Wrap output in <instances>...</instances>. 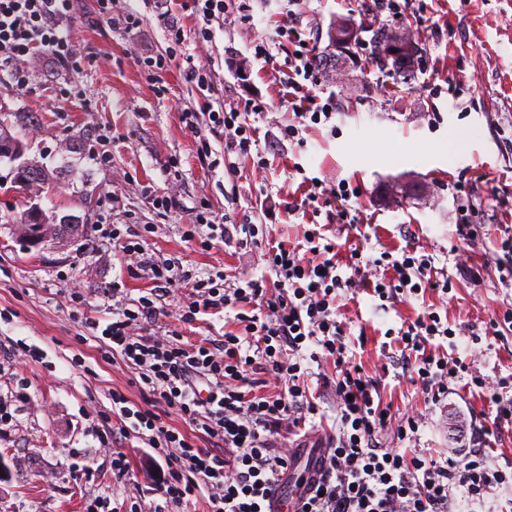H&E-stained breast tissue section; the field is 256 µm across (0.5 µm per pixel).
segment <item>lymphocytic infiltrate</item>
I'll return each instance as SVG.
<instances>
[{"label":"lymphocytic infiltrate","instance_id":"f902f5d3","mask_svg":"<svg viewBox=\"0 0 512 512\" xmlns=\"http://www.w3.org/2000/svg\"><path fill=\"white\" fill-rule=\"evenodd\" d=\"M74 0H0V66L40 56L68 65L71 39L65 26ZM313 64L301 55L297 65L279 78L295 120L282 134L295 140L302 124H327L336 117L332 99L313 94ZM264 103L247 109L209 110L212 129L224 137L225 154L250 155L258 143L255 116ZM243 235L245 241L267 236L271 278L228 279L223 271L194 278L177 271L172 260H156L141 239L113 235L125 256L153 284V296L117 304L102 331L108 351L138 375L141 403L123 393L111 394L112 413L120 421V437L137 439L156 451L166 470L159 491L164 507L179 508L206 497L207 512H264L267 497L293 466L291 457L276 454L281 432L300 435L320 409L306 380L303 358L332 360L337 374L324 378L336 395V433L328 442L326 468L311 489L302 512H457L459 501L485 506L497 491L512 493V462L498 465L489 448L470 437L459 448L434 455L417 448L420 420L392 424L391 403L372 377L349 357L346 329L338 321V297L352 289L361 274L362 254L341 257L336 244L319 230H305L301 244L269 238L267 225L223 224L220 238ZM374 266L380 278L365 291L384 304L432 291L449 293L451 279L441 278L430 261L410 253L394 258L381 252ZM176 288L189 291L180 320L190 325L198 315L234 310V329L223 338L185 345L179 333L158 336L140 327L156 317L154 296ZM454 331L435 306L400 328L387 329L389 345L400 352L432 408L447 406L452 381H464L469 392L494 409V425H512V395L503 387L488 388L484 376L469 374L462 360L433 348L434 339ZM292 361H284V354ZM288 377L286 389L262 391L257 368ZM177 409L185 423L209 441L199 447L193 437L166 424L163 412ZM395 425L397 446L383 447L379 436ZM414 443L400 452L402 443ZM164 507L154 512H163Z\"/></svg>","mask_w":512,"mask_h":512}]
</instances>
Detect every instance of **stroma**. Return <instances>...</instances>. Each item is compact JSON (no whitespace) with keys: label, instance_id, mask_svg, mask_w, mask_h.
Listing matches in <instances>:
<instances>
[{"label":"stroma","instance_id":"stroma-1","mask_svg":"<svg viewBox=\"0 0 512 512\" xmlns=\"http://www.w3.org/2000/svg\"><path fill=\"white\" fill-rule=\"evenodd\" d=\"M165 9V0H112L103 18L97 0H75L77 66L21 61L29 74L24 86L11 68H0V122L13 125L25 143V160L72 167L34 200L47 215L86 219L80 237L30 246L16 226L32 199L14 184L12 164L0 162V512H86L96 499L135 512L162 504L158 465L137 440L100 441L116 423L112 391L141 400L134 373L105 354L99 337L112 320V290L121 288L128 303L151 286L129 269L112 234H140L157 259H174L198 275L221 270L257 278L267 270L262 246L217 240L204 248L199 239L208 227L192 241L184 232L204 204L215 221H262L273 237L300 242L305 225L336 223L340 208L327 192L305 204L299 184L306 176L327 186L343 179L357 190L349 205L365 228L350 230L348 241L364 257L404 250L447 271L453 289L443 310L455 332L452 355L489 382L512 375V332L501 341L482 336L486 320L512 306V288L496 270L512 228V0H407L392 23L372 0H246L245 11L229 9L223 23L213 24L207 42L198 37L201 18L177 9L183 52L210 66L209 95L187 81L186 62L145 69L143 57L168 47ZM131 15L139 25L130 30ZM295 16L315 55L326 50L327 31L339 17L370 31L388 24L408 32L422 50L415 81L381 73L370 49H356L350 68L316 74V94L336 102L334 125L283 140L280 126L292 111L275 79L287 72L294 43L283 41L259 62L250 47L260 38L279 40ZM219 99L268 105L257 122L259 145L233 176L225 172L223 137L180 120L184 109L205 112ZM452 132L466 135L456 153L445 148ZM204 140L212 148L205 160L198 155ZM457 189L479 201L495 193L502 202L496 220L479 226L471 241L456 232ZM161 196L173 198L175 208L157 210L153 200ZM265 206L270 215H262ZM464 268L479 271L480 282L461 276ZM188 294L183 288L156 299L153 333L180 331L187 345L221 338L223 314L180 322ZM435 303L428 293L384 312L359 290L344 300L340 319L350 328L353 355L369 375L383 378L384 399L399 416L424 418L419 445L441 454L455 444L457 414L430 409L400 361L381 347L382 330ZM116 449L131 467L122 483L110 468Z\"/></svg>","mask_w":512,"mask_h":512}]
</instances>
